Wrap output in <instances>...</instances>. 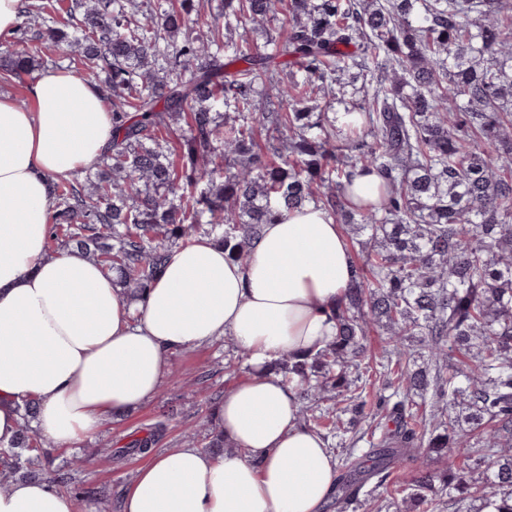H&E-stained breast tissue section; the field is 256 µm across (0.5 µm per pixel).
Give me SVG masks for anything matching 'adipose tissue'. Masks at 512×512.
Listing matches in <instances>:
<instances>
[{
	"label": "adipose tissue",
	"mask_w": 512,
	"mask_h": 512,
	"mask_svg": "<svg viewBox=\"0 0 512 512\" xmlns=\"http://www.w3.org/2000/svg\"><path fill=\"white\" fill-rule=\"evenodd\" d=\"M33 109L0 95V443L18 406L38 404L42 438L60 446L156 397L170 355L231 337L247 372L213 410L224 450L178 444L135 474L120 512H323L337 461L301 418L297 383L274 373L283 352L336 336L333 313L354 276L340 224L314 206L262 225L250 259L198 238L173 248L143 299L81 252L46 247L50 182L93 167L112 139L98 91L61 70L29 84ZM0 512H79L42 478L0 492Z\"/></svg>",
	"instance_id": "1"
}]
</instances>
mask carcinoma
<instances>
[{
  "instance_id": "1",
  "label": "carcinoma",
  "mask_w": 512,
  "mask_h": 512,
  "mask_svg": "<svg viewBox=\"0 0 512 512\" xmlns=\"http://www.w3.org/2000/svg\"><path fill=\"white\" fill-rule=\"evenodd\" d=\"M214 1L216 30L285 25L261 44L205 39L193 15ZM57 10L22 0L33 23L5 72L32 74L48 42L69 47L84 65L63 55L74 75H104L112 141L96 172L51 182L50 243L141 297L172 246L197 234L245 262L260 225L306 205L355 225L367 241L337 336L272 365L298 381L303 419L358 455L329 507L358 512L365 482L384 484L421 449L414 484L395 491L408 512H438L444 498L454 512L494 501L512 512V0H70L68 23L46 24ZM348 95L338 126L333 101ZM357 170L382 180L376 202L352 203ZM370 374L382 380L373 395ZM18 409L0 491L52 447L32 429L36 401ZM164 431L158 421L102 452L148 455ZM53 483L93 496L64 473Z\"/></svg>"
}]
</instances>
